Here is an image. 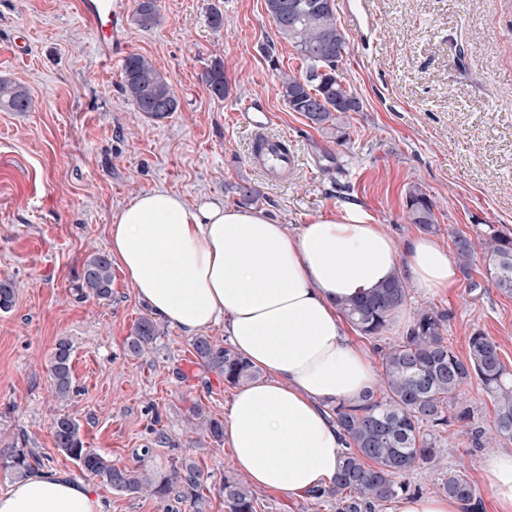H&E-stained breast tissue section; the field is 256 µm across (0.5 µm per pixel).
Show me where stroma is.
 Returning a JSON list of instances; mask_svg holds the SVG:
<instances>
[{"instance_id": "35a3bbf8", "label": "stroma", "mask_w": 512, "mask_h": 512, "mask_svg": "<svg viewBox=\"0 0 512 512\" xmlns=\"http://www.w3.org/2000/svg\"><path fill=\"white\" fill-rule=\"evenodd\" d=\"M117 2L107 52L82 0H0V79L33 101L27 112L0 108V280L15 285L12 307L0 310V448L23 441L46 469L78 474L51 430L53 417L67 414L85 446L113 463L134 464L147 448L148 467L163 471L176 454L190 456L208 477V512H226L218 489L235 471L229 445L191 431L188 408L196 401L225 420L235 387L196 364L192 335L164 322L149 350L129 355L126 339L148 309L117 264L110 298L82 295L85 259L108 253L116 214L138 194L166 189L191 203L219 197L236 206L239 184L255 187L256 208L291 232L354 202L395 240L413 237L405 193L416 183L434 203L444 246L456 232L479 240L487 224L512 236V0H335L347 42L338 72L363 103L341 146L284 103L277 74L297 76L302 67L264 0H160L151 29L133 21L138 0ZM214 8L224 16L219 30L208 23ZM132 53L169 79L180 99L170 119L148 121L122 93ZM216 58L228 86L222 99L202 81ZM253 99L267 109L268 133L288 137L296 157L288 181L269 180L251 161L241 109ZM427 305L451 310L444 338L458 355L479 329L512 369V295L487 282L480 264L446 294L409 288L382 335L353 330L349 339L382 367ZM61 338L73 346L65 399L49 375ZM463 400L470 421L449 427L442 453L405 480L434 494L448 472L463 471L482 512H492L480 465L490 451L512 450V439L472 447V431L491 430L494 411L479 383L466 386ZM97 490L110 512H188L173 499ZM253 494L258 512H336L332 498Z\"/></svg>"}]
</instances>
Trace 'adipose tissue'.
<instances>
[{"label": "adipose tissue", "instance_id": "obj_1", "mask_svg": "<svg viewBox=\"0 0 512 512\" xmlns=\"http://www.w3.org/2000/svg\"><path fill=\"white\" fill-rule=\"evenodd\" d=\"M110 253L152 314L191 334L223 325L260 371L233 396L226 434L235 467L256 487L302 495L330 485L345 448L327 412L357 401L375 369L347 337L337 305L397 274L436 296L458 282L448 250L429 236L395 241L354 203L291 234L260 209L167 190L124 204ZM484 483L512 512V451L487 456ZM0 512H109L87 481L41 470L0 493Z\"/></svg>", "mask_w": 512, "mask_h": 512}]
</instances>
